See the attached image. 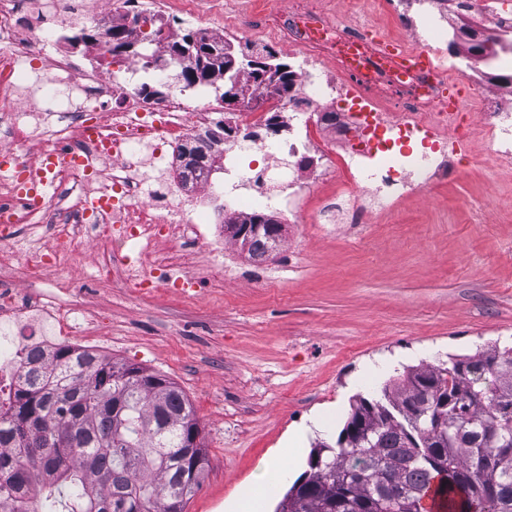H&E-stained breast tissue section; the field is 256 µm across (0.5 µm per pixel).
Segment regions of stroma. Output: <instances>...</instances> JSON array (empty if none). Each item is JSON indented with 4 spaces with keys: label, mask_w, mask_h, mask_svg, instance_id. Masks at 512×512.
Instances as JSON below:
<instances>
[{
    "label": "stroma",
    "mask_w": 512,
    "mask_h": 512,
    "mask_svg": "<svg viewBox=\"0 0 512 512\" xmlns=\"http://www.w3.org/2000/svg\"><path fill=\"white\" fill-rule=\"evenodd\" d=\"M512 165H463L369 224H287L256 262L232 245L216 274L187 250L172 278L192 295H142L83 279L94 253H75L69 287L104 355L166 375L193 405L207 463L185 512L224 505L315 413L328 424L305 445L335 443L351 406L410 366H437L491 345L512 347ZM398 357L385 377L355 384L367 363Z\"/></svg>",
    "instance_id": "1"
}]
</instances>
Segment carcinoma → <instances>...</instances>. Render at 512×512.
I'll return each instance as SVG.
<instances>
[{"label": "carcinoma", "mask_w": 512, "mask_h": 512, "mask_svg": "<svg viewBox=\"0 0 512 512\" xmlns=\"http://www.w3.org/2000/svg\"><path fill=\"white\" fill-rule=\"evenodd\" d=\"M114 24L112 41L153 45ZM174 78L198 85L191 59ZM279 224L266 220L249 254L277 249ZM448 403L444 440L416 408ZM199 422L183 392L158 372L92 355L69 344L54 351L40 387L21 385L0 405V512L40 476L35 512H185L206 457ZM310 473L276 512H423L434 493L447 512H512V350L486 348L446 367L418 365L389 382L378 400L359 398L337 447L315 448Z\"/></svg>", "instance_id": "carcinoma-1"}]
</instances>
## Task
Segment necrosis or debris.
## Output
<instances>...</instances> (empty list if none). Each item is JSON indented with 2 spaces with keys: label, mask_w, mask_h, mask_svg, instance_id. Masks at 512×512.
Masks as SVG:
<instances>
[{
  "label": "necrosis or debris",
  "mask_w": 512,
  "mask_h": 512,
  "mask_svg": "<svg viewBox=\"0 0 512 512\" xmlns=\"http://www.w3.org/2000/svg\"><path fill=\"white\" fill-rule=\"evenodd\" d=\"M63 15L103 27L130 13V0H57ZM377 0L393 16L407 42L438 62L437 70H404L382 45L364 38L354 24L325 14L317 0H287L254 28L237 14L223 25L202 19L213 38L226 34L258 48L278 42L301 59L287 98L244 106L229 120L224 141V181L186 169L183 145L212 123L203 97L189 98L179 85L151 102L130 80L104 69H87L58 49L41 18V0H0V397L42 371L58 343L86 335L73 307L63 308L21 292L16 278L40 280L70 272L80 244L97 257L90 276L120 280L151 292L163 275L140 259L159 240L169 243L166 265L182 258L185 243L206 242L216 270L224 268L223 239L209 240L204 199L233 197L232 215L276 208L291 223L368 224L375 212L415 192L447 181L469 152L472 136L484 143L487 168L512 162V80L463 73L476 110L469 130L459 115L438 111L448 74L440 61L449 39L469 45L512 32V11L486 7L449 10L446 0ZM41 57L54 83L75 94L79 108L49 113L29 110L20 96L27 63ZM262 153L258 169L243 153ZM55 159L38 170L36 156ZM350 178V194L335 207L304 217L303 200L337 170ZM30 227L32 239L17 235Z\"/></svg>",
  "instance_id": "4bbe7bcc"
}]
</instances>
